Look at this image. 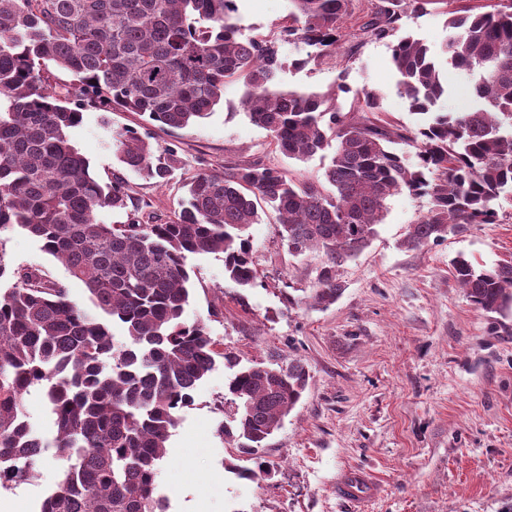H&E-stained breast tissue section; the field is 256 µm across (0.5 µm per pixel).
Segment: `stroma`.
I'll use <instances>...</instances> for the list:
<instances>
[{
	"label": "stroma",
	"instance_id": "35a3bbf8",
	"mask_svg": "<svg viewBox=\"0 0 512 512\" xmlns=\"http://www.w3.org/2000/svg\"><path fill=\"white\" fill-rule=\"evenodd\" d=\"M288 0H239L244 34L266 35L287 15ZM443 5L405 11L390 36L346 38L335 56L308 62V48L286 44L282 87L349 91L336 103L355 112L358 96L373 91L392 123L413 127L391 65V46L406 36L427 44L448 80L441 101L447 112L477 107L476 75L448 64L444 52L452 35ZM244 87L226 85L211 116L184 129H170L136 112L87 108L69 131L101 184L123 178L131 193L126 210L103 213L108 224L178 211L185 179L225 163L263 160L307 180L321 178L320 159L299 162L272 152L269 133L250 122L240 106ZM134 129L155 151L175 148L181 160L165 184L123 168L112 149V133ZM428 200L402 192L387 202L378 235L360 256L347 262L345 289L325 309L289 304L314 286L321 257H296L280 236L278 217L266 212L250 225L258 278L242 288L224 274L220 253L187 259L191 296L187 321L204 322L211 337L241 362L303 364L309 374L301 403L257 457L240 454L217 432L235 406L224 397L230 375L223 363L199 383L192 406L184 408L169 440L168 457L157 477L169 500L168 512L189 503L201 512H512V316L505 331L492 334L489 317L455 281L451 263L465 256L487 268L512 260V196L497 202L494 224H467L439 243L408 250L401 240L408 224L426 212ZM0 245L13 266H32L66 286L70 300L89 311L86 285L27 233L0 231ZM263 463L258 480L238 479L231 466ZM63 464L46 450L25 495L13 512H38L46 492L60 479ZM358 470L377 485L365 508L339 497L336 481Z\"/></svg>",
	"mask_w": 512,
	"mask_h": 512
}]
</instances>
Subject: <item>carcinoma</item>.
<instances>
[{
	"label": "carcinoma",
	"instance_id": "carcinoma-1",
	"mask_svg": "<svg viewBox=\"0 0 512 512\" xmlns=\"http://www.w3.org/2000/svg\"><path fill=\"white\" fill-rule=\"evenodd\" d=\"M269 37L245 36L237 0H0V229L17 227L88 288L96 313L38 268H13L0 247V487L30 481L43 449L67 462L39 512H168L156 476L180 412L194 401L216 358L233 424L217 431L254 455L299 404L308 385L300 363L240 365L220 351L201 321L184 319L190 255L223 253L224 274L243 288L257 279L248 226L267 207L295 257L319 252L315 288L299 299L325 309L344 291L339 268L377 235L386 201L429 197L403 246L445 240L465 224H494L496 201L512 194V0L492 11L453 14L447 58L479 70L482 107L437 112L446 92L429 47L406 37L391 48L401 95L421 116L417 128L381 116L363 95L356 118L334 93L276 90L280 47L313 49L292 66L332 56L348 33L354 0H290ZM445 0H370L358 29L387 37L408 7ZM72 76L56 90L41 66ZM240 82L241 108L268 131L275 152L300 162L328 158L323 180H301L260 161L227 163L183 183L180 211L156 224H106L98 215L128 208L120 177L103 186L67 129L85 98L139 112L172 129L207 118L228 83ZM416 150L410 164L393 145ZM127 169L158 184L180 166L177 151L157 156L133 130L112 132ZM453 276L486 314L512 308V261L477 268L459 256ZM118 322L127 341H114ZM41 389L52 441L28 420L24 396Z\"/></svg>",
	"mask_w": 512,
	"mask_h": 512
}]
</instances>
